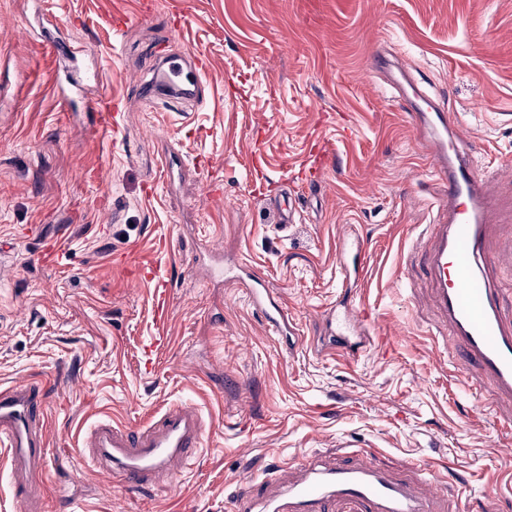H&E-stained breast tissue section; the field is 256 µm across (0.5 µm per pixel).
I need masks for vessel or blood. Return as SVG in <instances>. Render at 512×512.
I'll use <instances>...</instances> for the list:
<instances>
[{
  "label": "vessel or blood",
  "mask_w": 512,
  "mask_h": 512,
  "mask_svg": "<svg viewBox=\"0 0 512 512\" xmlns=\"http://www.w3.org/2000/svg\"><path fill=\"white\" fill-rule=\"evenodd\" d=\"M206 71L204 56L169 54L152 83L188 99ZM400 90L409 123L424 138L436 174L448 183L443 221L423 225L418 234L427 244L435 305L449 326L436 346L451 353L461 371L476 367L499 397L512 399V318L506 316L492 279L495 259L488 248L489 235L502 217L491 204L487 180L473 169L458 114L438 108L412 85H401ZM86 105L96 115L94 136L102 138L118 129L117 105L106 104L99 95L89 97ZM365 251L361 241L349 244L339 264L343 281L361 283ZM215 274L229 276L242 288L249 305L281 344L289 348L305 344L260 270L243 260L232 272L219 267ZM350 297L348 290H341L335 303L321 311L319 330L331 348L357 360L371 348L362 335L374 320L369 311H356ZM45 411L44 387L0 388V446L8 451L11 469L26 472L14 491L27 504L36 501V479L46 462ZM204 432L198 409L185 402L167 408L156 421L135 432L99 420L88 433V455L108 479L136 490L153 476L170 473L173 464L188 462ZM351 455V462L341 465L303 464L288 486L261 498L253 493L256 473L241 471L242 491L230 500L228 512H441L439 504L448 498V479L439 471L421 469L415 482L384 469L367 451L355 449Z\"/></svg>",
  "instance_id": "vessel-or-blood-1"
}]
</instances>
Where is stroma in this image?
<instances>
[{"label":"stroma","mask_w":512,"mask_h":512,"mask_svg":"<svg viewBox=\"0 0 512 512\" xmlns=\"http://www.w3.org/2000/svg\"><path fill=\"white\" fill-rule=\"evenodd\" d=\"M140 2L0 0V385L48 391L41 512H226L243 466L274 465L281 485L305 459L343 462L345 440L398 472L449 471L484 512H512V457L498 452L512 422L477 416L436 350L413 242L447 184L388 74L368 66L387 52L459 113L510 215L498 165L512 160V0H152L146 18ZM116 14L125 32L107 25ZM58 38L82 45L101 93L124 105L114 144L98 146L92 113L55 94ZM176 48L209 61L180 114L141 89ZM347 233L366 247L354 301L393 336L357 363L279 346L239 288L209 280L199 248L205 235L256 264L313 336ZM50 238L62 252L43 265ZM159 335L167 345L145 359ZM183 402L208 434L175 478L142 495L86 463L99 418L137 428Z\"/></svg>","instance_id":"35a3bbf8"}]
</instances>
